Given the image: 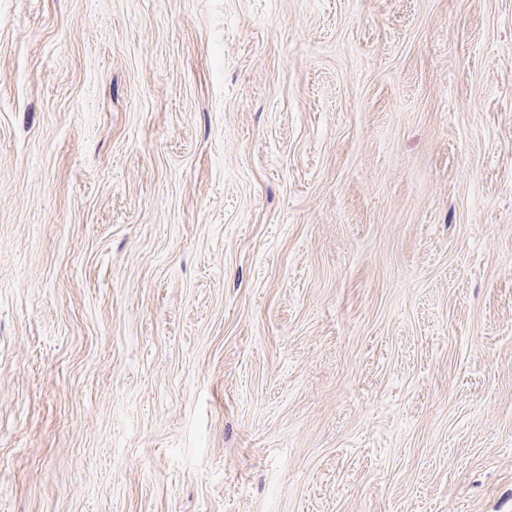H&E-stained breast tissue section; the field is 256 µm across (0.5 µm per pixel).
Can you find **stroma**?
<instances>
[{
    "label": "stroma",
    "instance_id": "stroma-1",
    "mask_svg": "<svg viewBox=\"0 0 512 512\" xmlns=\"http://www.w3.org/2000/svg\"><path fill=\"white\" fill-rule=\"evenodd\" d=\"M0 512H512V0H0Z\"/></svg>",
    "mask_w": 512,
    "mask_h": 512
}]
</instances>
